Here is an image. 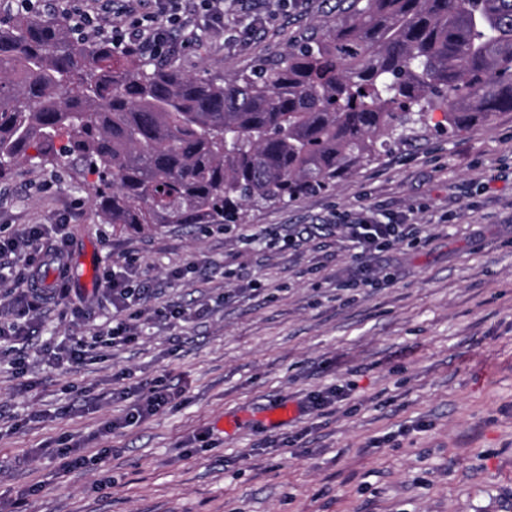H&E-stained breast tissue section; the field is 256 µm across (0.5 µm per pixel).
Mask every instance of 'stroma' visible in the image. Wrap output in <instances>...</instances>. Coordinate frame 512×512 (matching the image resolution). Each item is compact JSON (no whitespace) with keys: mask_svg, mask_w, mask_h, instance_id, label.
<instances>
[{"mask_svg":"<svg viewBox=\"0 0 512 512\" xmlns=\"http://www.w3.org/2000/svg\"><path fill=\"white\" fill-rule=\"evenodd\" d=\"M339 22L336 0H226L223 26L176 34L172 58L224 77ZM415 132L334 191L201 231L103 223L66 165H16L0 236L61 225L69 267L30 315L24 368L0 346V512L23 496L26 512H512V112ZM365 208L409 215L421 240L358 253L336 218ZM128 260L143 326L112 348L94 336L113 315L99 278ZM73 336L85 360L57 364ZM158 380L179 396L101 435ZM277 402L298 415L272 427ZM64 442L105 454L66 470Z\"/></svg>","mask_w":512,"mask_h":512,"instance_id":"35a3bbf8","label":"stroma"}]
</instances>
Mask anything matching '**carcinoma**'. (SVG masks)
I'll use <instances>...</instances> for the list:
<instances>
[{
  "mask_svg": "<svg viewBox=\"0 0 512 512\" xmlns=\"http://www.w3.org/2000/svg\"><path fill=\"white\" fill-rule=\"evenodd\" d=\"M325 36L215 79L32 10L0 19V179L97 176L105 224H237L332 191L439 108L458 134L512 112V0H349Z\"/></svg>",
  "mask_w": 512,
  "mask_h": 512,
  "instance_id": "obj_1",
  "label": "carcinoma"
}]
</instances>
